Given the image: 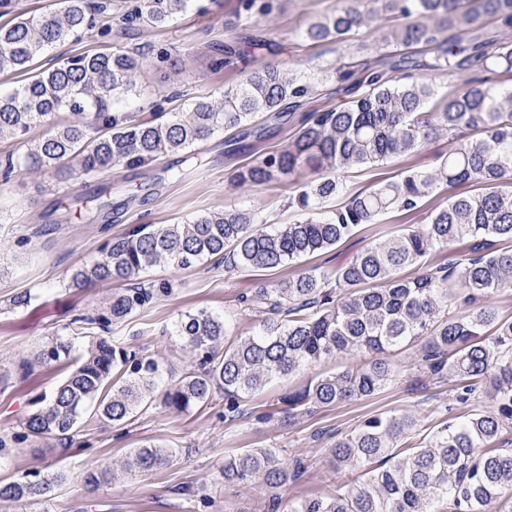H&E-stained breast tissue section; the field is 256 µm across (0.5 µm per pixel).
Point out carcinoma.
Listing matches in <instances>:
<instances>
[{"instance_id": "1", "label": "carcinoma", "mask_w": 512, "mask_h": 512, "mask_svg": "<svg viewBox=\"0 0 512 512\" xmlns=\"http://www.w3.org/2000/svg\"><path fill=\"white\" fill-rule=\"evenodd\" d=\"M194 0H127L124 23L163 25L188 12ZM271 0H239L237 19L264 15ZM381 8L405 20L395 34L404 47L421 46L450 64L512 73V45L467 31L485 14L512 27V0H384ZM378 16L376 0H342L336 12L311 23L303 37L344 41ZM459 30L451 38L445 33ZM95 34L103 43L112 34L108 6L91 0H50L39 16L18 15L0 26V72L29 73L22 86L0 91V140L42 135L23 153L8 159L10 170L63 173L70 162L87 174L114 166H146L162 154L184 152L217 133L232 132L238 141L258 123L282 117L288 101L306 97L309 87L285 69L266 65L248 70L232 88L217 96L197 97L186 112L154 107L153 119L141 120L119 105L139 96L136 76L148 66L138 47L104 49L62 59L35 70L36 61L57 45ZM379 58L355 80L354 95L336 109L311 112L288 148L265 153L238 171L239 184H263L309 172L292 204L302 218L270 224L256 209L220 211L178 224H140L107 243L89 266L75 270L70 286L126 282L112 295L106 313L77 316L70 336L51 338L35 355L41 365L69 359L76 339L86 341L80 363L42 397L23 431L13 440H72L85 410L96 403L105 424L122 425L155 399L177 412L213 403L224 393V421L244 416L242 404L272 380L301 373L338 356L359 354L370 360L312 378L302 389L280 398L292 417L321 407L365 399L398 376L390 355L422 342L420 361L431 376L455 383V399L470 403L482 390L493 394L490 410L445 419L421 429L408 412L394 410L365 418L349 433L330 438L324 452L336 471L354 478L336 485L328 497L288 501V512H512V450L491 448L512 431V320L498 317L490 298L512 292V88L468 82L448 97L443 111L426 109L429 84L396 83ZM69 119L59 123L60 113ZM446 135L448 153L430 171L408 169L393 181L352 194L328 212L324 205L341 191L336 173L382 163L420 150ZM480 186L455 194L463 184ZM450 190L445 203L416 228H405L373 242L351 264L333 274L301 270L249 299L256 317L248 336H232L230 318L201 309L181 316L168 335L192 353L196 368L177 382L164 384V369L153 357L123 346L96 326L122 323L153 300L167 296L165 282L142 275L157 264L182 269L213 257L224 271H261L292 266L333 248L362 224H374L394 210L411 211L439 188ZM468 242L467 253L451 247ZM449 251L428 265L435 251ZM419 267L407 276L403 271ZM420 435L407 445L405 439ZM172 451L155 444L133 449L127 471L147 473L170 461ZM303 473L299 460L285 462L279 448L244 450L224 459V484L256 485L270 512H278L288 485ZM93 488L112 481L108 470H86ZM62 473L23 472L0 483V502L33 501L50 512Z\"/></svg>"}]
</instances>
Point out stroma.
Here are the masks:
<instances>
[{
	"mask_svg": "<svg viewBox=\"0 0 512 512\" xmlns=\"http://www.w3.org/2000/svg\"><path fill=\"white\" fill-rule=\"evenodd\" d=\"M270 13L250 23L237 22V0H197L195 9L163 27L142 23L113 24L109 44L163 49L180 59L178 70L145 68L138 76L142 119L152 117L153 102L164 101L169 112H179L196 97L238 83L246 68L275 64L288 68L298 80L312 85L300 107L285 109L279 121L259 135L247 138L246 149L229 150L224 135L200 143L197 160L173 154L136 169L122 167L94 177L72 166L64 178L26 172L0 176V438L21 431L25 416L41 394L50 391L72 369L65 363L52 369L34 365L25 370L37 351L76 315L96 314L106 307L116 283L91 288L69 287L72 272L91 264L103 244L137 224H177L217 210L257 208L269 223L286 224L300 217L288 201L296 180L261 185H236L235 173L260 155L285 149L299 129L302 115L336 107L347 100L349 81L338 67L355 69L362 63L389 56L388 75L399 80L409 75L434 90L427 107L441 111L450 93L466 82L483 80L496 87L512 85V74L489 73L449 64L432 69L430 56L389 43L399 21L380 12L351 40L312 42L303 38L312 22L332 13L340 0H272ZM233 46L242 54L231 67L217 68L218 48ZM451 142L440 136L409 157L392 159L366 170H348L338 179L345 194L374 187L403 169H430ZM103 188L101 203L85 202L84 193ZM436 197L425 198L412 212L391 211L377 223L359 226L334 249L303 260L305 269L327 273L349 264L370 242L390 237L408 225L426 223ZM293 268L268 272L243 271L226 275L223 263L181 269L161 264L150 268L147 279L168 282L171 295L159 298L129 321L112 326L113 339L143 349L163 364L166 383H175L190 366V358L165 328L186 313L207 309L233 314V333L251 334L255 321L242 312L240 298L258 284H274L293 275ZM31 292L28 307L10 308L18 293ZM399 370L394 383L372 397L317 409L283 420L279 397L303 387L309 373L274 380L250 397L246 417L237 423L224 420L223 405L177 412L154 404L120 426L104 425L95 409L84 413L69 448L51 439H29L13 444L0 459V481L16 473L39 470L61 472L66 481L56 491L51 512H265L262 494L254 486L225 487L224 459L247 449L279 448L286 461H302L303 476L288 488L291 498L334 493L338 477L323 453L326 434L348 432L369 415L405 410L431 423L434 411L451 409L467 414L457 404L451 382L435 383L419 368L415 351L393 355ZM154 442L174 450L166 464L149 473H122L110 484L85 487L81 473L90 468H117L130 449Z\"/></svg>",
	"mask_w": 512,
	"mask_h": 512,
	"instance_id": "1",
	"label": "stroma"
}]
</instances>
